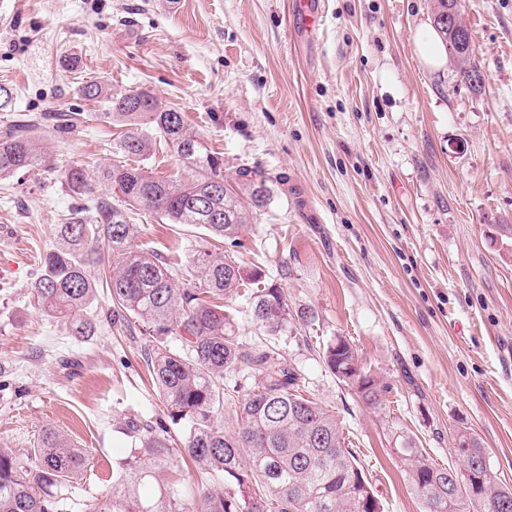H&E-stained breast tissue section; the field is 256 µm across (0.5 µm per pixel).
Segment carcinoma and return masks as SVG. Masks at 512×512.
Segmentation results:
<instances>
[{
    "mask_svg": "<svg viewBox=\"0 0 512 512\" xmlns=\"http://www.w3.org/2000/svg\"><path fill=\"white\" fill-rule=\"evenodd\" d=\"M433 28L457 58L459 77L482 82L468 28L459 20L456 33L448 30V0H435ZM78 95L102 103L107 118L129 128L114 144L115 162L98 176L112 186L120 204L95 195L84 167L60 173L71 196L85 204L55 227L53 245L41 256V272L31 284L36 305L79 339L94 334L101 313L97 293L105 288L111 321L128 329L141 323L149 336L165 338L147 349L148 370L168 418L185 431L184 454L221 482L200 507L176 498L157 478L175 467L165 422L131 416L122 430L133 448L112 464V497L90 512H383L345 445L338 416L300 392L301 374L272 344L244 346L222 304L250 286V317L266 336L315 324L312 310L290 306L284 289L266 280L263 270L248 272L219 250L265 210V176L243 165L235 182L224 180V157L189 131L182 112L161 105L148 90L114 94L109 85L90 78ZM42 126L34 118L0 130V179L32 168L51 169L37 136ZM159 144L174 151L195 178L177 184L146 172L142 162ZM130 207L155 213L167 224L198 226L217 242L191 251L187 283H174L167 256L134 244L139 225L128 214ZM323 359L338 380L356 388L368 409L385 408L387 388L363 369L346 337L329 340ZM243 365L254 372L255 383L234 410L237 428L227 431L217 420L224 400L231 398L224 392V375ZM393 452L424 512H503L498 502H512V487L498 483L480 487L476 497L459 492L460 473L485 453L473 437L468 445L454 443L463 461L460 469L437 466L402 431ZM84 463L82 449L52 427L43 430L31 466L0 447V512H63L58 490L78 479ZM144 481L157 483L150 499L139 494Z\"/></svg>",
    "mask_w": 512,
    "mask_h": 512,
    "instance_id": "1",
    "label": "carcinoma"
}]
</instances>
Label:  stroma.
<instances>
[{"label":"stroma","mask_w":512,"mask_h":512,"mask_svg":"<svg viewBox=\"0 0 512 512\" xmlns=\"http://www.w3.org/2000/svg\"><path fill=\"white\" fill-rule=\"evenodd\" d=\"M296 0H0V86L12 109L76 112L70 133L44 126L53 165L0 179V445L34 462L45 427L66 434L85 468L66 512L112 494L127 417L167 414L144 360L148 337L100 319L67 336L30 284L52 227L78 201L65 167L97 177L119 126L77 88L96 78L141 87L179 108L190 131L239 166L263 169L270 201L227 252L280 280L316 314L321 342L343 336L387 386L366 408L301 332L277 337L303 393L342 421L384 512H422L391 451L396 429L439 466L461 467L453 437L475 435L512 485V0H462L484 75L473 88L453 56L427 66L417 47L433 0H325L314 39L294 35ZM78 59L62 71L63 56ZM137 244L186 278L203 229L140 212ZM287 279H279L281 268Z\"/></svg>","instance_id":"35a3bbf8"}]
</instances>
